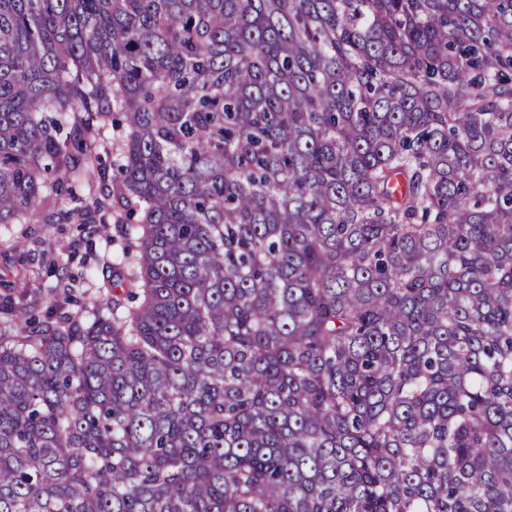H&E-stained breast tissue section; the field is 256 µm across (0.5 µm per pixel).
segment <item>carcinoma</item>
<instances>
[{
    "mask_svg": "<svg viewBox=\"0 0 512 512\" xmlns=\"http://www.w3.org/2000/svg\"><path fill=\"white\" fill-rule=\"evenodd\" d=\"M69 179L139 219L0 324V512H512V0H0V224Z\"/></svg>",
    "mask_w": 512,
    "mask_h": 512,
    "instance_id": "1",
    "label": "carcinoma"
}]
</instances>
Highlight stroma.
Segmentation results:
<instances>
[{
  "mask_svg": "<svg viewBox=\"0 0 512 512\" xmlns=\"http://www.w3.org/2000/svg\"><path fill=\"white\" fill-rule=\"evenodd\" d=\"M115 218L108 212L96 230L65 222L0 224V300L9 296L33 309L58 291V275L33 259L43 251L69 267L84 301L111 295L112 258L121 248Z\"/></svg>",
  "mask_w": 512,
  "mask_h": 512,
  "instance_id": "1",
  "label": "stroma"
}]
</instances>
